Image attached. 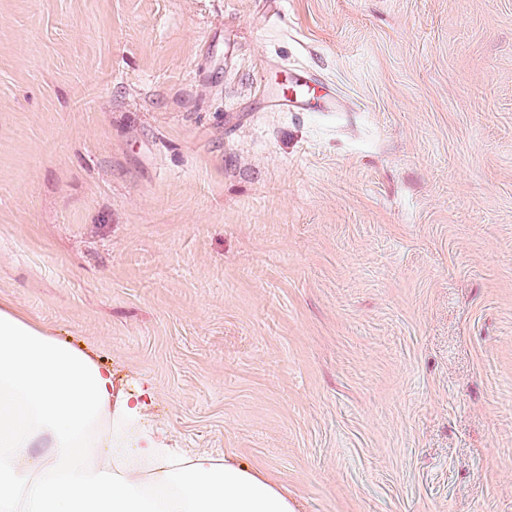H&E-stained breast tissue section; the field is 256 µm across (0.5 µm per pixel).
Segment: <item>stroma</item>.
Listing matches in <instances>:
<instances>
[{
	"label": "stroma",
	"instance_id": "35a3bbf8",
	"mask_svg": "<svg viewBox=\"0 0 512 512\" xmlns=\"http://www.w3.org/2000/svg\"><path fill=\"white\" fill-rule=\"evenodd\" d=\"M0 301L298 512H512V0H0Z\"/></svg>",
	"mask_w": 512,
	"mask_h": 512
}]
</instances>
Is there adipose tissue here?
Wrapping results in <instances>:
<instances>
[{"mask_svg": "<svg viewBox=\"0 0 512 512\" xmlns=\"http://www.w3.org/2000/svg\"><path fill=\"white\" fill-rule=\"evenodd\" d=\"M0 512H295L230 457L162 446L112 372L0 304Z\"/></svg>", "mask_w": 512, "mask_h": 512, "instance_id": "adipose-tissue-1", "label": "adipose tissue"}]
</instances>
